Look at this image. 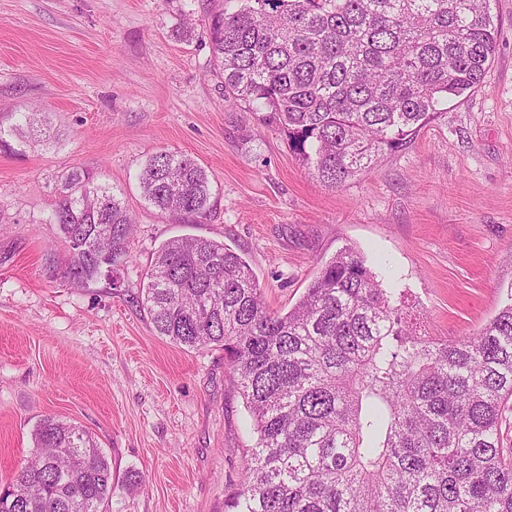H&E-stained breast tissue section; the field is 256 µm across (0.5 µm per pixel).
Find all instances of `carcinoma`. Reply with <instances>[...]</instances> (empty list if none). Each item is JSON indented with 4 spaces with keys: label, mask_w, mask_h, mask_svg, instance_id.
Wrapping results in <instances>:
<instances>
[{
    "label": "carcinoma",
    "mask_w": 512,
    "mask_h": 512,
    "mask_svg": "<svg viewBox=\"0 0 512 512\" xmlns=\"http://www.w3.org/2000/svg\"><path fill=\"white\" fill-rule=\"evenodd\" d=\"M207 35L224 97L283 133L340 187L404 148L448 101L477 89L495 54L490 0H235ZM158 211L204 219L206 171L176 152L140 173ZM86 284L127 256L134 220L109 188L67 174L54 213ZM138 305L177 346L224 350L253 419L233 512H512V297L474 336L420 333L394 288L347 248L298 303L266 308L224 244L176 237L156 251ZM0 488V512H102L112 470L82 427L46 418Z\"/></svg>",
    "instance_id": "carcinoma-1"
}]
</instances>
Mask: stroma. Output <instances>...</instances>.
Here are the masks:
<instances>
[{
	"instance_id": "stroma-1",
	"label": "stroma",
	"mask_w": 512,
	"mask_h": 512,
	"mask_svg": "<svg viewBox=\"0 0 512 512\" xmlns=\"http://www.w3.org/2000/svg\"><path fill=\"white\" fill-rule=\"evenodd\" d=\"M221 6L0 0L1 486L52 417L82 426L107 457V512H230L256 435L224 352L172 344L136 302L171 238L240 254L272 311L353 248L438 339L475 335L512 295V0L491 2L499 39L482 88L340 188L308 176L284 136L225 99L206 34ZM186 21L195 33L177 40ZM29 108L42 124L24 138L13 128ZM161 151L206 169L207 219L178 223L145 200L137 175ZM76 169L136 224L127 259L80 288L47 268L69 257L52 216Z\"/></svg>"
}]
</instances>
